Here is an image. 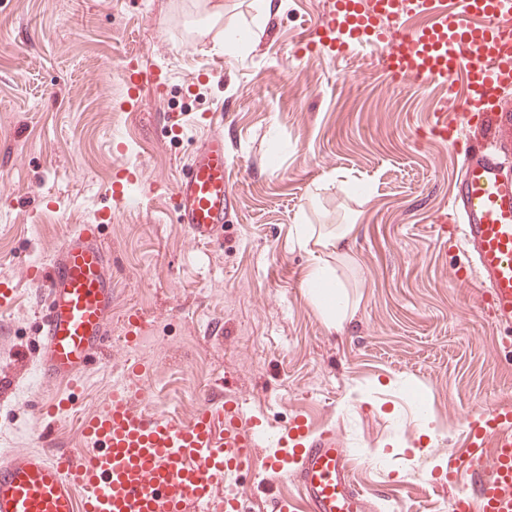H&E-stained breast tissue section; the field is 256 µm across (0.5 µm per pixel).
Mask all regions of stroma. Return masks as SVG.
Returning a JSON list of instances; mask_svg holds the SVG:
<instances>
[{
	"instance_id": "1",
	"label": "stroma",
	"mask_w": 512,
	"mask_h": 512,
	"mask_svg": "<svg viewBox=\"0 0 512 512\" xmlns=\"http://www.w3.org/2000/svg\"><path fill=\"white\" fill-rule=\"evenodd\" d=\"M324 0H0V424L14 448L39 449L42 392L72 394L83 415L135 362L157 409L186 419L201 392L242 395L257 415L336 430L362 461L356 479L381 496L375 512H448L446 485H430L449 453L468 447L467 423L493 404L512 407L507 333L461 270L452 202L471 128L455 109L460 81L396 86L384 46L308 53L302 39ZM240 28L252 35L225 48ZM143 53L140 103L125 104L128 56ZM166 76L156 94L152 76ZM179 112L183 132L161 133ZM224 115L233 211L223 245L196 244L179 224L171 188L203 142L202 114ZM445 115L456 142L437 137ZM141 167L147 185L123 209L116 168ZM115 260L112 319L138 313L137 347L115 343L76 392L24 390L40 336L19 265L48 263L65 237L98 213ZM351 222L348 257L327 256L347 297L330 324L305 283L311 257L296 227ZM219 319L224 333L212 335ZM246 512H270L291 482L245 477Z\"/></svg>"
}]
</instances>
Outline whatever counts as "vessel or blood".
Segmentation results:
<instances>
[{"label":"vessel or blood","instance_id":"1","mask_svg":"<svg viewBox=\"0 0 512 512\" xmlns=\"http://www.w3.org/2000/svg\"><path fill=\"white\" fill-rule=\"evenodd\" d=\"M428 0H326L313 42L335 50L338 35L348 45L373 31L387 45L383 63L402 82L454 78L470 88L461 111L477 126L512 130V114H493L483 102L512 85V0H461L426 29L409 30L405 16L428 11ZM212 133L194 152L176 181L171 199L179 223L193 240L212 245L224 238L232 209L224 160V115L203 117ZM464 176L455 202V226L467 258L466 278L486 298L489 317L512 331V175L503 171L485 140L463 148ZM137 166L116 169L115 205L142 187ZM97 215L66 238L50 266L24 260L26 280L38 300L41 345L32 367L37 383L77 389L101 366L113 340L134 345L145 334L139 315L112 322V254ZM36 412L46 421L77 411L74 400L48 398ZM79 454L18 452L0 427V512H244L236 493L240 477L255 470L265 481L297 485V498L279 499L275 512H371L356 487L357 463L335 431L313 432L306 416L294 414L286 427L249 414L240 398L198 397L190 421L155 409L149 395L128 376L94 415L82 418ZM467 456H449L444 479L452 492L448 512H512V410L498 406L467 429Z\"/></svg>","mask_w":512,"mask_h":512}]
</instances>
